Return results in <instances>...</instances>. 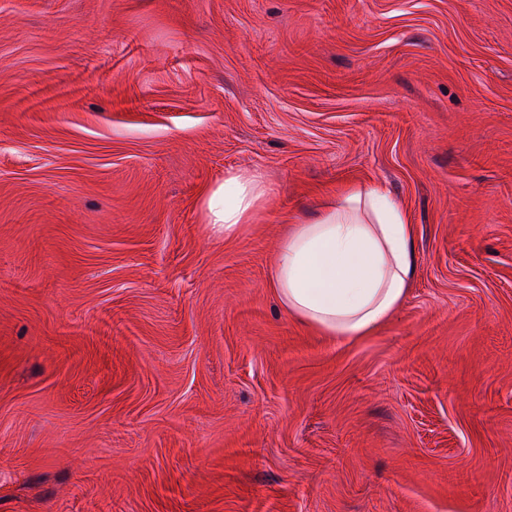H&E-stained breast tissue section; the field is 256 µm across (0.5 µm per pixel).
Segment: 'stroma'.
<instances>
[{"instance_id": "1", "label": "stroma", "mask_w": 512, "mask_h": 512, "mask_svg": "<svg viewBox=\"0 0 512 512\" xmlns=\"http://www.w3.org/2000/svg\"><path fill=\"white\" fill-rule=\"evenodd\" d=\"M371 184L414 274L343 341L272 270ZM0 512H512V0H0ZM264 176L257 170L229 169L224 180L213 186L202 199L206 224L215 235L232 236L267 196Z\"/></svg>"}]
</instances>
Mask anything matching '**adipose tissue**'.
I'll return each mask as SVG.
<instances>
[{
  "label": "adipose tissue",
  "instance_id": "obj_1",
  "mask_svg": "<svg viewBox=\"0 0 512 512\" xmlns=\"http://www.w3.org/2000/svg\"><path fill=\"white\" fill-rule=\"evenodd\" d=\"M261 172L230 169L202 199L214 234L233 235L266 197ZM412 232L401 205L379 186L338 195L296 223L279 248L273 284L288 312L345 340L369 335L406 297Z\"/></svg>",
  "mask_w": 512,
  "mask_h": 512
}]
</instances>
